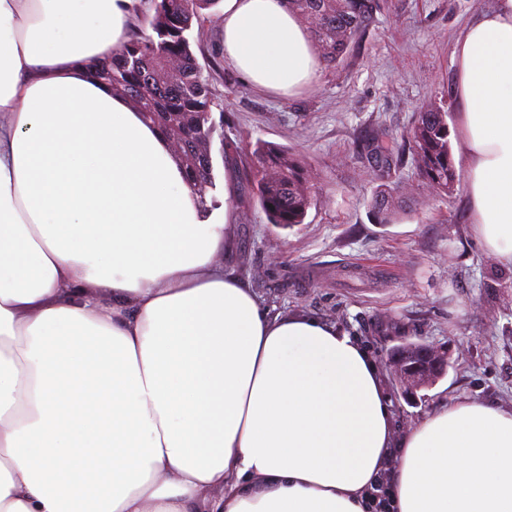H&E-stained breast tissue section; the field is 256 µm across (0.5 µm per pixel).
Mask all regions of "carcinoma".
<instances>
[{"mask_svg": "<svg viewBox=\"0 0 512 512\" xmlns=\"http://www.w3.org/2000/svg\"><path fill=\"white\" fill-rule=\"evenodd\" d=\"M288 9L310 21L323 61L336 65L351 42L360 36L372 14L371 0H284ZM216 0H152L147 23L120 46L112 57L94 65L98 78L127 97L144 118L164 129L180 144L177 158L191 186L200 194L215 188L211 141L218 90L204 74L196 51L203 50L193 28H202V10ZM412 162L418 174L438 195L453 193L458 173L448 130V110L423 105L409 131ZM248 189L269 223L290 228L304 223L317 204L305 164L288 150L259 144ZM372 209L379 223L396 219V196L378 191Z\"/></svg>", "mask_w": 512, "mask_h": 512, "instance_id": "obj_1", "label": "carcinoma"}]
</instances>
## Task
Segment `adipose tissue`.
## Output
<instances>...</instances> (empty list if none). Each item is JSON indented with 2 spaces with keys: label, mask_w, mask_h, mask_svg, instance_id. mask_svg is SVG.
<instances>
[{
  "label": "adipose tissue",
  "mask_w": 512,
  "mask_h": 512,
  "mask_svg": "<svg viewBox=\"0 0 512 512\" xmlns=\"http://www.w3.org/2000/svg\"><path fill=\"white\" fill-rule=\"evenodd\" d=\"M137 2L0 0V512H364L391 468L397 512H512V408L396 436L357 339L220 263L234 165L219 218L90 71ZM224 57L284 96L320 68L284 0H224ZM453 60L472 231L512 264V0Z\"/></svg>",
  "instance_id": "adipose-tissue-1"
}]
</instances>
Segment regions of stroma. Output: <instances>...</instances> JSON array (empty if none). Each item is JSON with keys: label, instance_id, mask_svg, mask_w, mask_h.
I'll return each mask as SVG.
<instances>
[{"label": "stroma", "instance_id": "35a3bbf8", "mask_svg": "<svg viewBox=\"0 0 512 512\" xmlns=\"http://www.w3.org/2000/svg\"><path fill=\"white\" fill-rule=\"evenodd\" d=\"M375 20L343 61L321 66L316 83L284 97L257 89L224 59L222 29L206 25L205 53L222 93L212 139L224 206L222 144L237 165L236 240L224 263L247 280L270 313L301 312L358 336L382 367L396 435L456 399L512 405V266L470 231L464 184L431 192L408 163L414 114L429 102L456 119L453 49L476 14L495 0H374ZM383 137L404 165L373 151ZM288 148L318 188L303 224L282 229L246 189L257 143ZM405 200L394 224L378 223L380 188ZM447 354V374L407 394L387 360L401 340Z\"/></svg>", "mask_w": 512, "mask_h": 512}]
</instances>
